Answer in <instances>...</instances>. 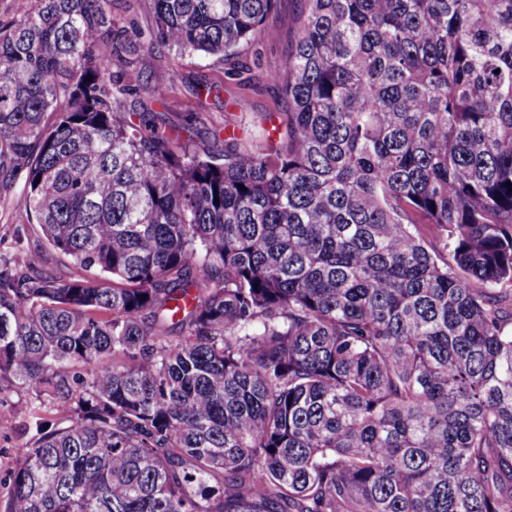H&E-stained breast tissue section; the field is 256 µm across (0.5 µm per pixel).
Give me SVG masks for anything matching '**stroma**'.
<instances>
[{
  "label": "stroma",
  "instance_id": "obj_1",
  "mask_svg": "<svg viewBox=\"0 0 512 512\" xmlns=\"http://www.w3.org/2000/svg\"><path fill=\"white\" fill-rule=\"evenodd\" d=\"M299 0H280L266 22V34L252 47L241 50L237 76H228L222 62L196 57L180 58L166 51L155 52L154 66L174 70L177 78L165 91L161 111L168 121L176 122L186 114L196 117V140L211 143L214 132L222 136L236 135L244 142L264 139L270 128L271 115L282 112L286 103L270 84L269 74L284 68L288 47L297 31ZM209 84L213 94L197 99L193 88ZM245 99L238 107L237 99ZM26 197L15 188L0 198V251L25 258L27 248L41 238L35 222L26 217ZM28 410L43 413L44 408L27 389L9 393L0 403V512L8 501L12 487V471L28 437L23 432L19 414Z\"/></svg>",
  "mask_w": 512,
  "mask_h": 512
}]
</instances>
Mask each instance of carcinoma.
Wrapping results in <instances>:
<instances>
[{"mask_svg":"<svg viewBox=\"0 0 512 512\" xmlns=\"http://www.w3.org/2000/svg\"><path fill=\"white\" fill-rule=\"evenodd\" d=\"M0 21L4 512H512V0H302L261 145L201 146L113 0ZM239 64L277 0H153ZM244 189H239V186ZM26 197L22 185L0 199V250L18 259L26 258L27 247L37 240L43 243L38 224L26 217ZM28 410L42 417L50 416L40 406L39 400L27 389L10 392L7 401L0 404V512H3L12 487V471L16 459L28 441L21 427L18 414Z\"/></svg>","mask_w":512,"mask_h":512,"instance_id":"carcinoma-1","label":"carcinoma"}]
</instances>
